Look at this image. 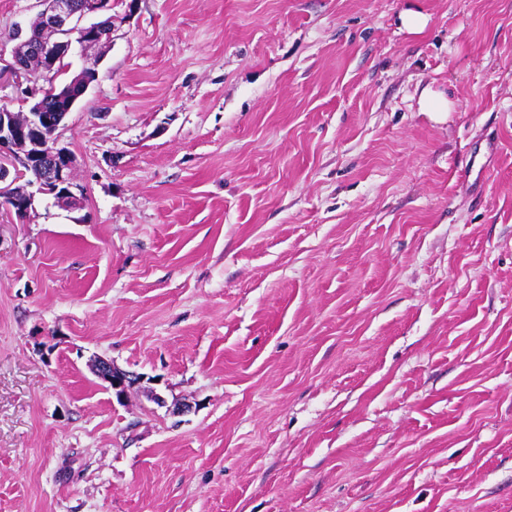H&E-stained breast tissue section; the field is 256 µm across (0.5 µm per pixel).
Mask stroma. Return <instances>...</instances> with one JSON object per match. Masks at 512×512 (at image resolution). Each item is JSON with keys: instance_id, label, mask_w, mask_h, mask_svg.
Wrapping results in <instances>:
<instances>
[{"instance_id": "obj_1", "label": "stroma", "mask_w": 512, "mask_h": 512, "mask_svg": "<svg viewBox=\"0 0 512 512\" xmlns=\"http://www.w3.org/2000/svg\"><path fill=\"white\" fill-rule=\"evenodd\" d=\"M101 55L81 207L0 206V512H512V0H112ZM420 106L424 112H451L454 102L443 91L426 88L420 96ZM95 373L119 401L123 400L128 391L139 384L141 380L139 376H134L117 369L111 361L106 359H99L97 361Z\"/></svg>"}]
</instances>
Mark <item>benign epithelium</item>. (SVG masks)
I'll use <instances>...</instances> for the list:
<instances>
[{
	"label": "benign epithelium",
	"mask_w": 512,
	"mask_h": 512,
	"mask_svg": "<svg viewBox=\"0 0 512 512\" xmlns=\"http://www.w3.org/2000/svg\"><path fill=\"white\" fill-rule=\"evenodd\" d=\"M39 32L18 30L13 47V70L16 72H52L56 59L76 43L87 50L100 41L98 26L86 22L112 7V0H41ZM55 89L42 93L24 120L17 113L0 109V199L7 211L24 221L29 216L35 186L42 194L79 205L84 187L74 180V158L71 151L58 143L56 135L67 116L65 112L47 111L46 102ZM37 170V180L24 181L27 173ZM97 377L119 401L140 383L141 377L117 369L113 363L100 359L95 364Z\"/></svg>",
	"instance_id": "1"
}]
</instances>
